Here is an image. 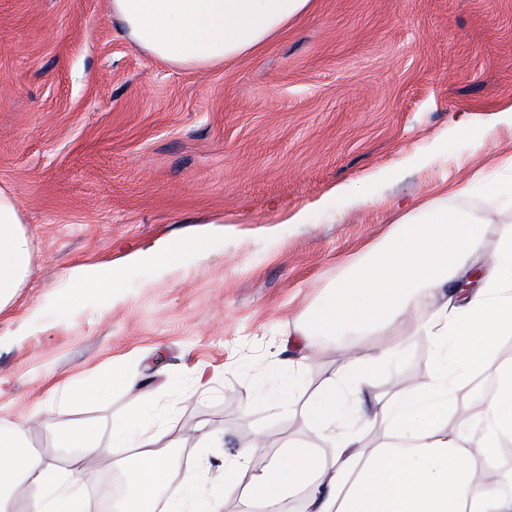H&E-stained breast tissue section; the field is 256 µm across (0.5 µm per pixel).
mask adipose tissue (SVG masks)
<instances>
[{"label": "adipose tissue", "instance_id": "ef3b65f1", "mask_svg": "<svg viewBox=\"0 0 512 512\" xmlns=\"http://www.w3.org/2000/svg\"><path fill=\"white\" fill-rule=\"evenodd\" d=\"M310 0H109L132 42L156 58L205 68L255 50L288 21L309 10ZM484 221L424 207L406 213L394 236L369 263L336 282L306 315L301 335L335 338L342 359L337 377L305 410L311 431L334 444L330 458L295 441L260 471H252L254 449L242 448L224 463L234 480L220 479L213 497L162 502L172 475L168 454L148 415L136 411L113 422L115 456L130 471L120 512H215L229 488L239 492V512H287L301 495L302 512H512V491L501 481H479L497 472L503 441L512 442V361L496 363L502 337L512 336V225L501 226L494 261L475 267ZM211 240L194 234L129 256L119 265L73 272L68 304L91 294L114 295L129 265L148 264L171 273L190 256L208 253ZM31 264L29 239L14 197L0 189V310L15 298ZM453 290L429 309V295ZM365 339V352L343 336ZM430 339L439 355L427 378L379 410L388 440L364 449L351 432L361 399L352 386L379 365L396 359L412 337ZM495 365L493 389L477 405L453 413L449 400L459 370ZM20 426L0 429V512H15L23 496L27 512H75L80 480L68 481L42 459L21 452Z\"/></svg>", "mask_w": 512, "mask_h": 512}]
</instances>
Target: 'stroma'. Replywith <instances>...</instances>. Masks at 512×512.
I'll list each match as a JSON object with an SVG mask.
<instances>
[{"mask_svg": "<svg viewBox=\"0 0 512 512\" xmlns=\"http://www.w3.org/2000/svg\"><path fill=\"white\" fill-rule=\"evenodd\" d=\"M511 179L512 0H311L261 47L208 68L137 47L108 0H0V187L32 253L0 311V426L23 424L25 451L68 472L57 432L96 422L81 512H103L107 482L125 481L109 439L134 409L173 447L166 501L207 495L253 433L267 440L257 466L291 441L331 455L302 408L340 361L326 337L297 336L305 311L426 204L492 215L477 256L489 262L512 210L483 185ZM197 231L208 256L163 277L133 269L120 300L62 306L74 269ZM306 343L320 354L288 379L280 364ZM125 360L139 362L140 388L69 401ZM434 361L418 336L360 384L365 447L382 440L380 404ZM198 426L211 445L191 436Z\"/></svg>", "mask_w": 512, "mask_h": 512, "instance_id": "35a3bbf8", "label": "stroma"}]
</instances>
